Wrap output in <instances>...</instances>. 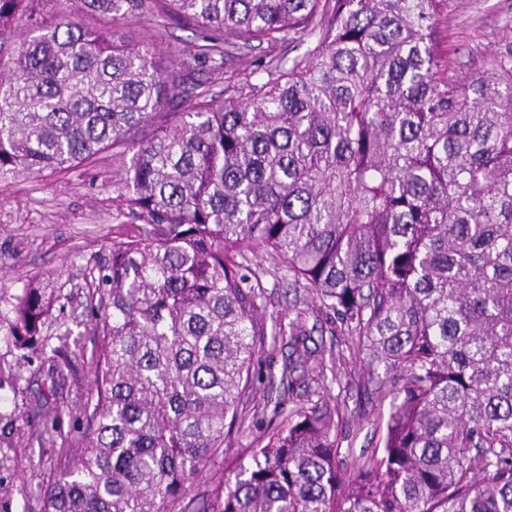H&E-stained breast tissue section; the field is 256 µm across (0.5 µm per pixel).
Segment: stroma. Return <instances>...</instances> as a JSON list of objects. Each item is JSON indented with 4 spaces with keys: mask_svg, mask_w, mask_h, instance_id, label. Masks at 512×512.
Segmentation results:
<instances>
[{
    "mask_svg": "<svg viewBox=\"0 0 512 512\" xmlns=\"http://www.w3.org/2000/svg\"><path fill=\"white\" fill-rule=\"evenodd\" d=\"M117 34L152 43L159 30L184 46L197 40L193 30L168 25L161 18L134 16L115 20ZM512 41V0H450L444 46L455 70L463 76L481 73L487 58ZM134 220L118 216L112 201V154L104 152L95 163L61 173L38 176L14 174L0 181V314H8L13 295L30 281L51 279L61 296L54 304L49 329L71 324L86 306L85 279L113 243L135 235ZM265 287L259 304L266 317L284 316L292 304L307 309V324H319L326 349L344 351L334 319L320 316L316 303L305 291H292L273 259L263 254L250 257ZM255 388L258 403H282L284 409L307 402L306 394L289 396L271 388L266 377L279 371L285 350L271 337L258 339ZM37 355L24 356L6 336L0 335V480L10 487L0 500V512H44L43 490L52 478L50 457L65 448L67 438L83 427L78 404L94 388L91 362H82L78 388L65 395L55 421L54 445L43 448L37 440L39 425L29 413L35 392L49 388L47 380L32 378ZM364 361L352 367V379L343 388H332L329 398L346 405L352 418L342 433V455L347 464L370 456L379 445L377 422L387 416L390 400L373 393Z\"/></svg>",
    "mask_w": 512,
    "mask_h": 512,
    "instance_id": "obj_1",
    "label": "stroma"
}]
</instances>
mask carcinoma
I'll return each instance as SVG.
<instances>
[{"label": "carcinoma", "instance_id": "1", "mask_svg": "<svg viewBox=\"0 0 512 512\" xmlns=\"http://www.w3.org/2000/svg\"><path fill=\"white\" fill-rule=\"evenodd\" d=\"M0 0V179L112 149V200L141 223L86 280L97 345L86 424L50 464L44 512H169L253 400L256 338L280 381L327 390L301 315L267 326L265 253L390 376L381 446L345 469L347 409L314 402L227 460L183 512H512V47L460 76L448 0ZM156 15L187 50L112 35ZM32 37L14 39L20 26ZM315 34L303 56L278 55ZM264 46L251 79L231 63ZM208 67L211 81L197 74ZM50 282L0 332L48 362L43 424L85 353L45 330Z\"/></svg>", "mask_w": 512, "mask_h": 512}]
</instances>
